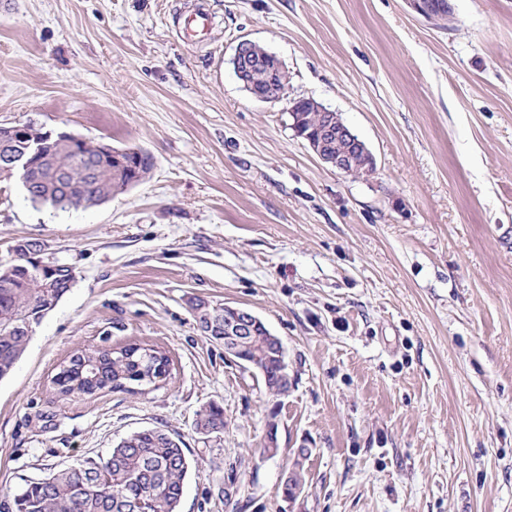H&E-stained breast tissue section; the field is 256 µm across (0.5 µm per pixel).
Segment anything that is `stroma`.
Wrapping results in <instances>:
<instances>
[{"mask_svg": "<svg viewBox=\"0 0 512 512\" xmlns=\"http://www.w3.org/2000/svg\"><path fill=\"white\" fill-rule=\"evenodd\" d=\"M455 7L444 30L405 0H0V124L155 160L88 210L0 182V263L37 238L77 272L0 381V490L161 427L192 464L180 512H512V0ZM243 39L283 63L280 100L235 77ZM298 97L341 114L372 175L295 136ZM202 301L281 339L287 395L200 331ZM131 342L167 352L166 380L57 398L64 360ZM212 402L224 432L196 434Z\"/></svg>", "mask_w": 512, "mask_h": 512, "instance_id": "1", "label": "stroma"}]
</instances>
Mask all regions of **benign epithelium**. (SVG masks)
Segmentation results:
<instances>
[{
  "label": "benign epithelium",
  "mask_w": 512,
  "mask_h": 512,
  "mask_svg": "<svg viewBox=\"0 0 512 512\" xmlns=\"http://www.w3.org/2000/svg\"><path fill=\"white\" fill-rule=\"evenodd\" d=\"M408 7L417 15L429 22L439 24L447 18L455 15L454 0H406ZM253 42L243 40L238 43L232 58L236 77L248 90L250 95L262 102H274L280 99L282 89L274 81L263 89H257L250 85L247 72L253 63ZM319 112L324 116L322 125L316 134L303 133L297 125H291L295 136L302 138L317 156L327 166L346 175L367 177L375 171L373 155L364 141L356 135L348 126L336 123L331 115V110L321 106L314 99H309ZM58 137L65 141L71 149L76 150L83 146L87 139L65 131H54L44 126L34 130L28 122H14L0 125V141L21 143L24 150L20 152L0 151V170L15 175L25 185H30V175L39 163L44 141L52 137ZM97 160L101 165L111 163L123 168L130 166L143 152L138 148H116L111 143L98 141L95 144ZM19 247L28 253H34L42 262V266L48 269V274H55L58 270H65L67 287H72L76 282L77 274L73 265L61 263L48 255L47 245L39 239L25 240L19 243ZM264 332L269 337L270 345L267 356L263 361L249 360L244 357L248 341L259 332ZM206 336L224 337V353L234 357L238 362L250 365L258 370L261 376H266L265 367L273 365L276 368V377L280 386V395L288 394L293 385V379L288 372V363L281 340L273 335L266 324L251 311L232 305H224V323H212L209 328L202 330ZM263 447L268 449L264 456L275 455L273 449L279 447L278 425L271 421L268 423ZM300 464H293L285 480L288 481V500L296 499L302 492L303 486L299 483L298 475Z\"/></svg>",
  "instance_id": "7a95c632"
}]
</instances>
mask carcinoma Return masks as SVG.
<instances>
[{
  "instance_id": "1",
  "label": "carcinoma",
  "mask_w": 512,
  "mask_h": 512,
  "mask_svg": "<svg viewBox=\"0 0 512 512\" xmlns=\"http://www.w3.org/2000/svg\"><path fill=\"white\" fill-rule=\"evenodd\" d=\"M297 123L308 130L320 126L318 113L303 106ZM47 163L25 189L35 200L39 188L54 172L68 188H56L43 203L61 210L93 207L110 198L138 175L132 168L116 174L96 166L90 144L72 150L67 144L46 143ZM41 272L31 260L18 258L0 265V380L8 377L21 359L33 328L65 294L58 288L45 296L38 288ZM196 321L204 326L224 319V306L195 307ZM165 352L145 343L99 347L82 352L60 365L53 383L63 399L72 394L92 396L108 388L122 391L131 382L148 384L169 375ZM194 430L202 435L224 433V408L210 403L196 414ZM81 473L64 468L43 478L27 480L15 491L0 493V512H128L126 496L145 500L147 512H179L191 461L180 435L147 428L122 438L105 456L83 460Z\"/></svg>"
}]
</instances>
